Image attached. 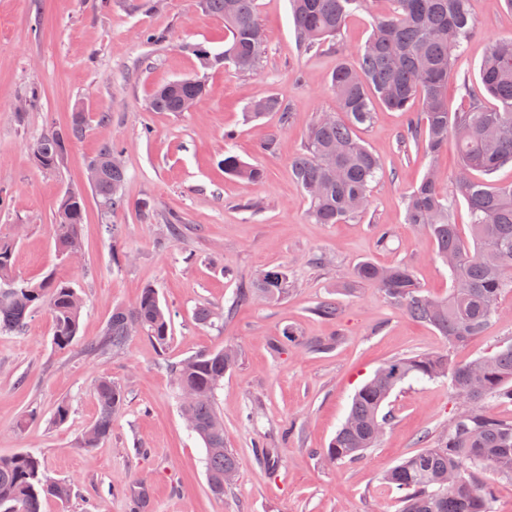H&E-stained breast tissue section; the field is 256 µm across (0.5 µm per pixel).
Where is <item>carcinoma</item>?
I'll return each instance as SVG.
<instances>
[{
	"label": "carcinoma",
	"instance_id": "1",
	"mask_svg": "<svg viewBox=\"0 0 512 512\" xmlns=\"http://www.w3.org/2000/svg\"><path fill=\"white\" fill-rule=\"evenodd\" d=\"M370 0H290L298 45L310 51L340 34L347 17ZM392 10L377 17L375 28L359 50L357 65L342 61L331 75L337 110L318 117L308 129L307 142L290 162L291 170L308 191L309 217L316 224H341L363 212L380 163L355 136V128L373 120L378 105L409 111L420 102V117L411 123L410 140L435 155L448 147V134L456 138L460 168L451 194L461 195L471 216L472 242L460 239L449 223L452 202L439 187L432 170L409 194L405 222L426 229L437 257L448 267L452 285L442 299L424 294L411 269L404 264L381 266L360 262L344 288L361 285L382 290L395 307L432 326L446 340L440 351L419 353L388 361L355 394L350 412L327 448L336 462L357 460L377 445L387 416L381 408L390 393L408 379L450 381L468 414L453 416L437 442L403 459L381 475L383 483L399 494L402 512H492L493 485L482 475L490 470L512 481V421L491 416L480 401L493 397L512 402V345L471 362H454L451 350L479 335L497 312L498 298L512 281V183L476 180L471 172L494 173L512 164V38L491 43L480 66V83L466 77L462 87L469 98L462 112L448 111L444 91L448 71L461 55L476 28L471 0H392ZM205 9L224 19L228 37L224 51L212 53L201 44L186 49L205 68L230 66L238 72L257 70L263 32L257 22L255 0H203ZM207 93L201 78L164 85L150 99L155 112H179L188 99L202 100ZM490 96L497 106L487 108ZM277 112L283 124L293 113L275 96L254 100L247 117L259 119ZM82 113L72 115L70 127L51 130L35 143L34 158L43 170L60 166L70 139L83 129ZM224 173L258 183L264 172L224 151ZM124 168H105L92 184L104 204L117 209L124 204L120 189ZM54 225L56 248L78 252L84 205L80 194L57 205ZM14 244L0 239V332L24 326L41 303L50 309L54 344L64 349L79 332L81 302L67 282L46 279L36 285L13 277ZM288 271L274 267L260 271L239 300L273 303L288 295ZM171 315L154 288L143 289L131 308L117 307L102 335L90 344L97 354H115L130 336L140 331L157 346L169 339ZM238 362V352L200 353L173 367L188 427L203 441L211 493L224 498L237 478V461L224 444V423L215 392ZM98 414L84 433L87 447L97 445L112 432V414L123 404L119 386L108 378L95 389ZM71 485L52 477L33 453L0 457V508L4 512H41L48 498L67 500Z\"/></svg>",
	"mask_w": 512,
	"mask_h": 512
}]
</instances>
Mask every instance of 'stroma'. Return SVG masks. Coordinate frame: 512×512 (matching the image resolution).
I'll list each match as a JSON object with an SVG mask.
<instances>
[{
  "mask_svg": "<svg viewBox=\"0 0 512 512\" xmlns=\"http://www.w3.org/2000/svg\"><path fill=\"white\" fill-rule=\"evenodd\" d=\"M475 31L448 77V109L467 101L461 76L478 81L488 46L512 37L503 0H471ZM388 0L355 12L335 42L301 52L289 0H257L265 34L256 72L203 69L190 44L224 48V21L199 0H0V237L16 244L13 274L33 284L45 276L71 283L84 300L77 338L53 342V320L39 305L24 327L0 332V457L29 452L73 487L65 502L42 512H399L383 471L442 435L456 410L448 380L408 381L385 406L391 419L375 448L354 462H330L325 451L357 390L387 360L443 349L432 327L392 306L375 287L341 292L360 262L402 263L425 293L447 296L448 269L430 235L405 222V197L427 169L449 189L459 167L456 146L437 157L403 146L416 111L377 108L356 131L382 170L361 216L316 224L290 170L309 124L335 111L329 88L340 60H355ZM204 76L205 99L189 112H155L149 101L167 83ZM279 97L295 114L245 116L259 97ZM85 115L79 139L59 169L34 161L36 139ZM121 153L126 205L109 210L90 187L87 166L104 144ZM263 169L251 184L224 172V151ZM69 191L84 199L78 257L58 255L56 204ZM149 213H142L141 204ZM181 224L180 235L167 231ZM283 267L291 290L270 304H240L239 288L263 269ZM155 288L172 315L170 340L158 348L133 336L122 353L97 355L117 307ZM338 303L336 318L313 312ZM218 311L207 325L198 309ZM299 346L278 347L285 327ZM338 336L330 352L311 342ZM236 345L234 370L215 394L238 481L223 498L208 486L205 448L179 408L170 367L203 351ZM512 344V286L484 331L455 349L458 362ZM107 377L124 390L112 433L92 448L83 433L95 420V387ZM67 403L65 422L53 420Z\"/></svg>",
  "mask_w": 512,
  "mask_h": 512,
  "instance_id": "stroma-1",
  "label": "stroma"
}]
</instances>
